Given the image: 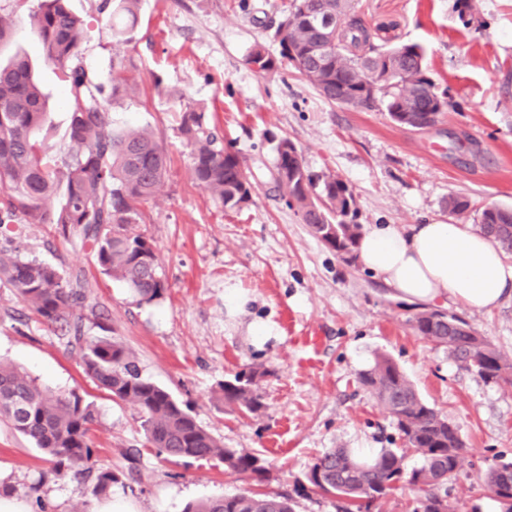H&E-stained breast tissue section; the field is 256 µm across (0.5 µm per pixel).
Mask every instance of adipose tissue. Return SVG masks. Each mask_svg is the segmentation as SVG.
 I'll return each mask as SVG.
<instances>
[{
    "mask_svg": "<svg viewBox=\"0 0 512 512\" xmlns=\"http://www.w3.org/2000/svg\"><path fill=\"white\" fill-rule=\"evenodd\" d=\"M362 265L401 298H448L477 311L512 296V263L464 224H374L358 245Z\"/></svg>",
    "mask_w": 512,
    "mask_h": 512,
    "instance_id": "1",
    "label": "adipose tissue"
}]
</instances>
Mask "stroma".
I'll use <instances>...</instances> for the list:
<instances>
[{"label":"stroma","instance_id":"stroma-1","mask_svg":"<svg viewBox=\"0 0 512 512\" xmlns=\"http://www.w3.org/2000/svg\"><path fill=\"white\" fill-rule=\"evenodd\" d=\"M100 0H69L87 22L83 63L101 82L112 58L129 65L132 87L109 108L113 126L151 128L168 157V173L145 206L141 230L152 241L167 289L138 304L126 286L101 273L78 233L52 224L0 229V248L18 247L25 260L80 273L112 335L129 348L143 377L170 391L198 424L225 447L259 454L269 492L292 495L295 512H338L336 498L307 489L316 456L330 448L370 455L402 442L394 420L357 381L375 354L393 358L420 396L444 415L464 443L456 480L448 485L455 512H500L485 486L489 466L512 459V386L481 379L445 347L417 336L409 320L418 305L394 296L359 260L344 261L303 224L276 177V145L294 142L306 167L332 172L354 192L357 222L476 225L489 204L512 206V0H476L475 21L464 25L457 0H353V11L375 45H420L436 90L455 106L427 130L392 121L384 109H353L325 100L292 66L261 73L248 62L256 44L280 47L273 27L291 0H141L131 39L114 44L97 12ZM39 0H0L11 24L0 55L27 53L48 95L49 143L66 155L68 87L42 59L29 14ZM203 108L208 128L240 152L251 199L229 210L191 176V148L178 126L181 104ZM468 199L451 216L447 200ZM244 304L232 306L226 288ZM434 309L469 322L512 361V298L483 312L448 299ZM267 327L256 336L251 326ZM320 329L321 364L303 366L293 337ZM0 359L37 384L92 404L91 471L62 476L28 440L0 421V485L28 512H93L95 473L122 475L112 495L138 512H184L188 502L252 489L251 480L225 472L217 460L158 457L149 448L138 409L111 396L85 375L79 349L68 345L0 282ZM258 370L260 410L227 405L219 386Z\"/></svg>","mask_w":512,"mask_h":512}]
</instances>
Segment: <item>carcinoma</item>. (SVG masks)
I'll return each mask as SVG.
<instances>
[{"label":"carcinoma","mask_w":512,"mask_h":512,"mask_svg":"<svg viewBox=\"0 0 512 512\" xmlns=\"http://www.w3.org/2000/svg\"><path fill=\"white\" fill-rule=\"evenodd\" d=\"M140 0H102L99 13L112 37L125 40L134 28ZM42 56L67 82L70 119L65 137L68 158L50 154L47 103L35 82L28 59L17 55L0 64V227L8 224H54L63 236L77 232L93 250L101 272L124 283L139 303L161 298L166 284L157 271L153 243L140 231L143 207L158 191L167 173V156L156 136L146 129H116L109 121L111 102L130 91L123 61L112 63V86L90 73L81 56L84 20L69 0H40L30 14ZM273 37L280 45L275 58L257 44L249 63L259 72L300 60L296 70L327 101L372 110L384 106L391 119L413 117L431 105L424 95L432 84L417 45L382 49L351 13V0H292L288 15ZM180 133L193 145L191 173L196 183L225 208H239L251 197L242 157L224 149L204 125V112L193 101L181 108ZM276 174L290 206L327 248L344 256L354 252L362 234L355 222L353 191L331 172L307 169L295 144L287 138L277 146ZM55 205H49V202ZM479 232L506 253H512V208L490 205L481 211ZM15 289L47 323L61 324L67 343L82 352L85 374L112 399L129 402L141 413L147 444L172 459H211L226 470L265 480L267 469L256 454L226 448L201 427L173 395L148 378L132 352L110 336H86L76 307H88L94 326L104 331V315L90 302L91 289L79 278H67L54 265L26 261L0 250V282ZM413 331L448 349V354L487 382L512 385V365L466 320L437 310H423L409 319ZM259 372L237 374L221 384L224 401L251 413L261 407L255 385ZM358 382L396 423L402 448H383L363 458L346 448L323 453L310 467L307 481L319 492L344 501L345 512L369 509L398 484L421 492L413 512H453L447 485L456 477L464 445L457 430L417 392L399 366L378 354L359 373ZM0 420L30 440L55 461V474L91 467L90 437L94 416L82 399L60 397L9 363L0 362ZM414 450L423 465L411 472L403 466ZM511 462L496 464L485 484L497 489L502 512H512ZM122 482L114 471L101 470L92 494L99 497ZM185 512H294L292 497L247 491L221 499L191 503Z\"/></svg>","instance_id":"cac0c4a2"}]
</instances>
